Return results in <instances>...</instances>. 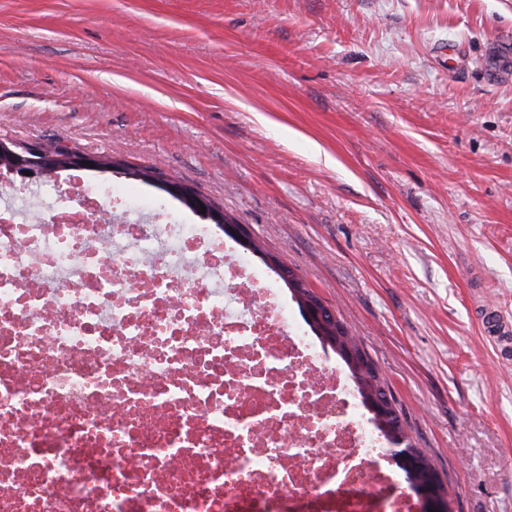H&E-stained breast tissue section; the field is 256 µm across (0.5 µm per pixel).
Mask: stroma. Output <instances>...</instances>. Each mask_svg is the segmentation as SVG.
I'll return each instance as SVG.
<instances>
[{
  "label": "stroma",
  "instance_id": "stroma-1",
  "mask_svg": "<svg viewBox=\"0 0 512 512\" xmlns=\"http://www.w3.org/2000/svg\"><path fill=\"white\" fill-rule=\"evenodd\" d=\"M0 138L218 203L362 341L453 512H512V0H0ZM484 322L486 324V328L490 329V331H494L497 333V336L501 337L505 342L504 348H510L509 340H512V323L507 319L502 318L497 311L486 309L484 312Z\"/></svg>",
  "mask_w": 512,
  "mask_h": 512
}]
</instances>
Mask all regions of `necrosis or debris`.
<instances>
[{"instance_id": "necrosis-or-debris-1", "label": "necrosis or debris", "mask_w": 512, "mask_h": 512, "mask_svg": "<svg viewBox=\"0 0 512 512\" xmlns=\"http://www.w3.org/2000/svg\"><path fill=\"white\" fill-rule=\"evenodd\" d=\"M387 446L216 225L0 178V512H422Z\"/></svg>"}]
</instances>
